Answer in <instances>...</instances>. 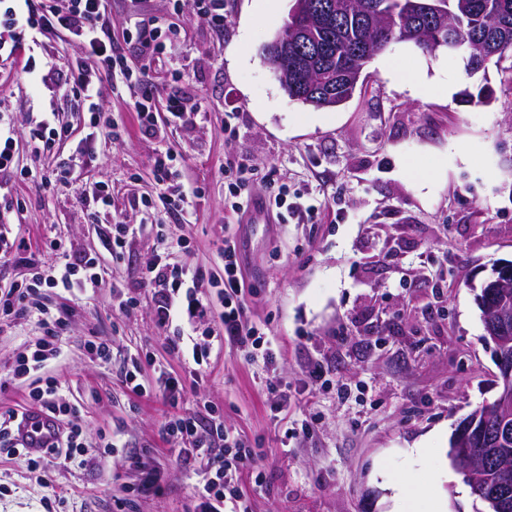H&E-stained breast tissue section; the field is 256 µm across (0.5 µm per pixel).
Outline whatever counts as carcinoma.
<instances>
[{
    "mask_svg": "<svg viewBox=\"0 0 512 512\" xmlns=\"http://www.w3.org/2000/svg\"><path fill=\"white\" fill-rule=\"evenodd\" d=\"M320 12L333 10L312 25L300 41L267 44L263 58L288 97L315 109L336 108L354 93L350 83L385 49L383 40L412 31L426 43L448 30L467 51L475 73L491 61L512 55V0H312ZM484 465L485 485L502 481L501 466L512 467V442L498 444Z\"/></svg>",
    "mask_w": 512,
    "mask_h": 512,
    "instance_id": "1",
    "label": "carcinoma"
}]
</instances>
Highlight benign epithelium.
Wrapping results in <instances>:
<instances>
[{
  "label": "benign epithelium",
  "mask_w": 512,
  "mask_h": 512,
  "mask_svg": "<svg viewBox=\"0 0 512 512\" xmlns=\"http://www.w3.org/2000/svg\"><path fill=\"white\" fill-rule=\"evenodd\" d=\"M310 9L306 0H295L286 32L289 34H308ZM512 271V261L496 266L491 275L485 279L476 294L477 304L488 310L490 301L496 296L498 289L505 287L504 278ZM485 332L495 345V359L499 369L500 391L491 404L485 405L486 412L493 413L496 418L499 439L512 437V358L506 354V347L512 342V311L505 301H500L497 313L490 317L484 316ZM473 428L471 420L461 423L456 430L452 442V458L456 465L465 469L468 476L475 477L477 457L470 450L469 434ZM493 512H512V497L501 496L489 492L483 497Z\"/></svg>",
  "instance_id": "benign-epithelium-1"
}]
</instances>
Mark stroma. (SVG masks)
Instances as JSON below:
<instances>
[{
	"label": "stroma",
	"instance_id": "obj_1",
	"mask_svg": "<svg viewBox=\"0 0 512 512\" xmlns=\"http://www.w3.org/2000/svg\"><path fill=\"white\" fill-rule=\"evenodd\" d=\"M223 31L201 17L193 0L172 13L168 0H112L107 15L114 44L128 67L160 95L195 94L201 112L184 124L145 134L119 81L102 78L100 99L116 136L98 133L81 168L84 181L102 183L112 205L89 224L73 189L42 185L26 168L52 174L89 128L73 98L59 94L66 64L81 55L65 33L44 34L36 53L20 46L0 58V113L14 128L19 171L0 178V217L28 251L41 253L49 237L71 255L101 251V227L115 219L139 226L118 260L109 262L105 288L89 299L44 289L42 302L69 322L64 354L52 370L65 399L79 403L88 427L83 464L0 457V512H114L130 500L132 512H195L194 488L206 462L177 461L161 428L174 415L218 408L224 426L252 445L263 471L254 488L250 470L237 483L250 512H393L380 477L388 472L412 488L433 481L450 512H485L449 456L458 422L498 393L493 346L488 343L474 285L494 265L512 261V58L469 73L466 59L441 49L427 54L395 42L374 56L353 97L332 109H314L283 91L262 56L289 18L294 0H224ZM162 18L176 43L147 60L127 35L131 18ZM52 58L54 69L25 75L29 57ZM397 59L401 73L425 68L432 89L420 97L392 82L383 63ZM455 75L456 92L446 78ZM55 112L72 131L53 154L32 153V121ZM237 113L239 135L224 136L226 113ZM471 153L462 162L458 149ZM176 156L179 180L195 195L188 215L165 211L155 200L154 159ZM240 155L254 169L259 196L279 184L317 205L310 221L239 225L225 205L224 161ZM410 160L435 173L420 189L404 173ZM244 238L248 317L274 340L273 375L284 395L280 413L263 387L264 373L242 352L210 350L201 379L158 330L146 268L162 251L159 239L184 242L171 262L219 277L225 226ZM35 321H0V368L9 369L40 336ZM105 342L112 360L92 359L91 344ZM182 379L177 405L138 396L122 372L131 355ZM320 366L322 377L309 372ZM350 389L348 401L337 387ZM117 436V449L99 445ZM426 448L417 456L415 448ZM155 475L159 492L142 491Z\"/></svg>",
	"mask_w": 512,
	"mask_h": 512
}]
</instances>
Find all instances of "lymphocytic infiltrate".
<instances>
[{"label": "lymphocytic infiltrate", "instance_id": "lymphocytic-infiltrate-1", "mask_svg": "<svg viewBox=\"0 0 512 512\" xmlns=\"http://www.w3.org/2000/svg\"><path fill=\"white\" fill-rule=\"evenodd\" d=\"M109 0H43L40 8L17 13L14 7H5L0 19L15 29L16 39H23L26 32H65L77 38L83 54L69 65V91L89 114V124L101 128V106L98 102L102 74L121 77L130 91V108L136 112L145 130H154L158 110H165L167 122L186 121L202 109L198 98L178 94L167 95L164 106H157L155 91L145 89L143 79L132 74L124 58L112 48V37L103 20ZM227 200L230 209L246 215L255 201L249 190L252 172L241 159L227 161L224 166ZM129 224L112 225L103 234L104 254H86L72 259L60 239L52 238L44 248L56 257L54 264H43L36 256L28 257L32 273L28 281L0 292V314L15 318H29L37 322L42 334L32 341L29 356L19 360L14 375L31 374L34 399L42 413L61 425V439L53 448L38 454H26L16 448L14 435L19 426L20 414L16 409L0 413V455L26 457L29 465L38 467L46 457L56 456L63 463L75 461L82 446L81 436L85 421L78 405L60 402L63 383L50 375L47 362L60 358L64 336L68 329L66 318L54 315L40 302L45 288H82L96 294L106 284V255L117 254L126 238L134 234ZM224 261V280L212 291H204L203 273L187 266L166 263L164 256H157L149 265L145 285L155 297L154 320L157 328L167 329L182 316L204 317L217 314L218 328L211 336L225 346L245 351L274 365L276 353L273 343L265 338L260 328L248 317L242 295L246 282L243 274L242 253L237 234H225L220 247ZM164 439L171 443L178 459L190 461L198 456L208 459L210 476L196 486L199 512H249L246 500L235 482L236 475L254 458L249 449L233 435L226 433L220 417H213L209 428H202L196 416L177 415L166 421L162 428ZM222 438L225 449L213 452L212 436Z\"/></svg>", "mask_w": 512, "mask_h": 512}]
</instances>
